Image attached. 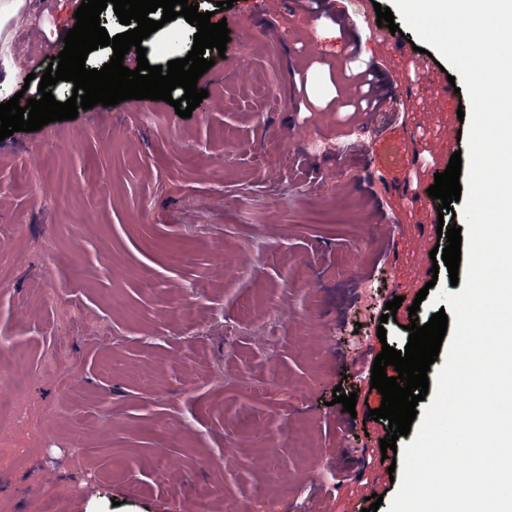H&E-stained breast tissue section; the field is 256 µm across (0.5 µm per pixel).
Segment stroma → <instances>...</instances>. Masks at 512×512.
<instances>
[{
  "label": "stroma",
  "instance_id": "stroma-1",
  "mask_svg": "<svg viewBox=\"0 0 512 512\" xmlns=\"http://www.w3.org/2000/svg\"><path fill=\"white\" fill-rule=\"evenodd\" d=\"M81 2L25 20L26 72L63 50ZM390 4L327 0L310 20L235 0L225 53L205 52L224 81L200 77L191 117L133 99L0 142V337L31 363L22 417L0 430V512H349L374 476L359 450L388 431L359 372L405 348L407 319L352 345L345 313L368 282L386 302L450 285L447 268L418 273L408 203L447 164L397 160L447 75L409 84L417 51L380 55L358 17ZM340 12L406 100L355 135ZM337 388L369 394L355 427Z\"/></svg>",
  "mask_w": 512,
  "mask_h": 512
}]
</instances>
